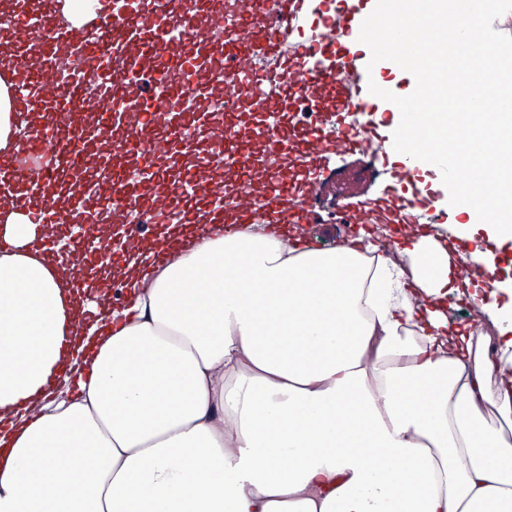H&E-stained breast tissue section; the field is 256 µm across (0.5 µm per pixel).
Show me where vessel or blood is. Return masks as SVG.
I'll return each mask as SVG.
<instances>
[{
    "label": "vessel or blood",
    "instance_id": "1",
    "mask_svg": "<svg viewBox=\"0 0 512 512\" xmlns=\"http://www.w3.org/2000/svg\"><path fill=\"white\" fill-rule=\"evenodd\" d=\"M376 0H97L81 27L57 23L55 0H0V71L26 131L51 130L34 169L0 158V200L46 224H312L315 174L366 141L392 151L391 119L367 138L343 114L380 111L358 40ZM401 155L378 201L347 205L343 224L375 204L411 217L448 203L413 180ZM246 178L224 207L235 175Z\"/></svg>",
    "mask_w": 512,
    "mask_h": 512
}]
</instances>
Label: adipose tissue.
Segmentation results:
<instances>
[{"label":"adipose tissue","instance_id":"obj_1","mask_svg":"<svg viewBox=\"0 0 512 512\" xmlns=\"http://www.w3.org/2000/svg\"><path fill=\"white\" fill-rule=\"evenodd\" d=\"M175 250L82 337L0 207V512H512V299L495 340L450 322L436 236L372 267L267 224Z\"/></svg>","mask_w":512,"mask_h":512}]
</instances>
